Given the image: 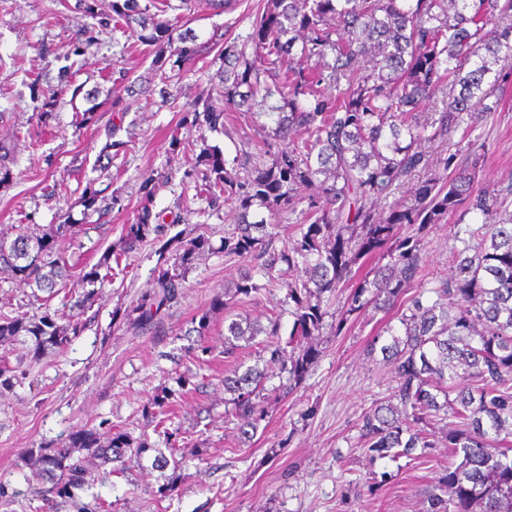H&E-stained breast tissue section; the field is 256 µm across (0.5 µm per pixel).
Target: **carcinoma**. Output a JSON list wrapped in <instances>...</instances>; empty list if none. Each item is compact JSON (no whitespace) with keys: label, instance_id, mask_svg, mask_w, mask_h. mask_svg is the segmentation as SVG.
<instances>
[{"label":"carcinoma","instance_id":"cac0c4a2","mask_svg":"<svg viewBox=\"0 0 512 512\" xmlns=\"http://www.w3.org/2000/svg\"><path fill=\"white\" fill-rule=\"evenodd\" d=\"M153 6L154 0H112L102 25L137 22L166 102L193 56L196 35L188 29L173 35L169 22L150 13ZM507 68L512 0H265L242 44L224 48L219 83L191 104L194 123L215 129L228 113L249 119L258 107L273 122L272 137L280 147L268 162L248 151L228 161L218 149L202 147L200 191L209 210L236 212L235 231L224 238L226 254L246 259L270 278L279 264L287 266L284 285L294 318L284 343L276 317L265 326L234 319L224 326L227 358L236 355L240 340L268 339L263 366L224 377V392L232 395L229 414L241 420L243 438L264 418L269 370L288 373L291 383L318 358L312 344L296 357L286 352L322 328V296L338 293L359 257L383 249L393 227L408 224L415 234L396 240L388 263L375 264L373 277H364L344 302L347 317L369 307L401 310L399 327L386 326L366 349L371 359L381 354L396 386L390 400L365 412L360 438L373 461L410 458L419 448L434 447L420 425L449 415L457 419L448 430L452 462L434 480L430 512H512V214L503 209L499 193L479 182V157L458 165L456 155L435 157L426 146L460 129L474 131L498 107ZM73 76L66 65L54 88L32 80L38 125L56 119L59 94ZM117 81L135 102L154 92L151 81L126 83L122 71ZM439 92L447 96L445 108L425 111ZM419 173L425 179L411 203L380 216L378 201ZM155 187L154 177L144 179L122 249H107L77 279L58 249L73 239V224H50L37 234L19 224L14 234L0 235V272L50 297L66 287L72 307L84 313L96 297L91 286L112 276V262L159 232V215L152 210ZM82 199L86 208L105 213L119 196L107 198L89 185ZM304 199L307 208L299 212ZM461 208L479 214L481 222L455 232L450 273L435 281L430 292L437 299L429 304L423 301L420 235ZM296 213L299 237L283 251L274 249L276 225L267 218ZM208 246L203 235L181 245L174 264L158 272L155 289L125 314L128 326L151 327L179 303L182 269ZM258 290L248 267L215 306L228 310L237 296ZM3 307L0 340L29 336L36 354L46 345L65 350L83 329L79 319L59 324L47 311L31 316L20 305ZM169 396L149 400L156 429L165 424ZM73 448L112 464L114 473L151 451L146 439L135 444L125 432L113 433L104 444L88 429L68 433L60 447L43 449L38 458L57 507L86 482L83 460L71 458Z\"/></svg>","mask_w":512,"mask_h":512}]
</instances>
